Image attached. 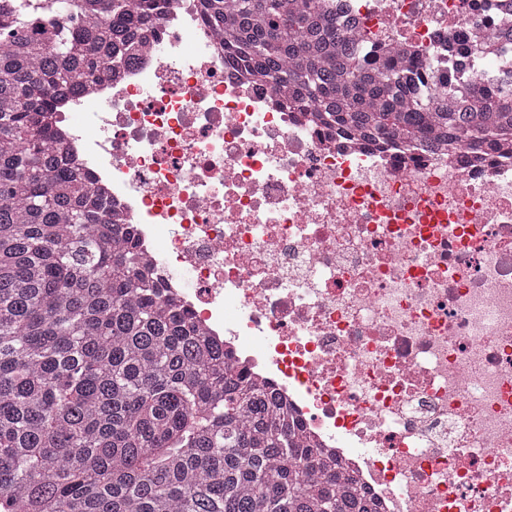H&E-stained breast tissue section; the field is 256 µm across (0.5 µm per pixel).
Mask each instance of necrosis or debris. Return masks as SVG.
I'll return each mask as SVG.
<instances>
[{
  "label": "necrosis or debris",
  "instance_id": "1",
  "mask_svg": "<svg viewBox=\"0 0 512 512\" xmlns=\"http://www.w3.org/2000/svg\"><path fill=\"white\" fill-rule=\"evenodd\" d=\"M371 58L497 70L512 0H335ZM196 326L378 512H512V156L360 145L224 64L202 0L51 115Z\"/></svg>",
  "mask_w": 512,
  "mask_h": 512
}]
</instances>
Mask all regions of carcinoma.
I'll return each instance as SVG.
<instances>
[{"label":"carcinoma","mask_w":512,"mask_h":512,"mask_svg":"<svg viewBox=\"0 0 512 512\" xmlns=\"http://www.w3.org/2000/svg\"><path fill=\"white\" fill-rule=\"evenodd\" d=\"M224 61L316 120L398 150L512 147L505 67L438 99L377 68L323 0H203ZM159 0H0V512H374L285 407L149 276L135 230L46 118L127 60Z\"/></svg>","instance_id":"cac0c4a2"}]
</instances>
